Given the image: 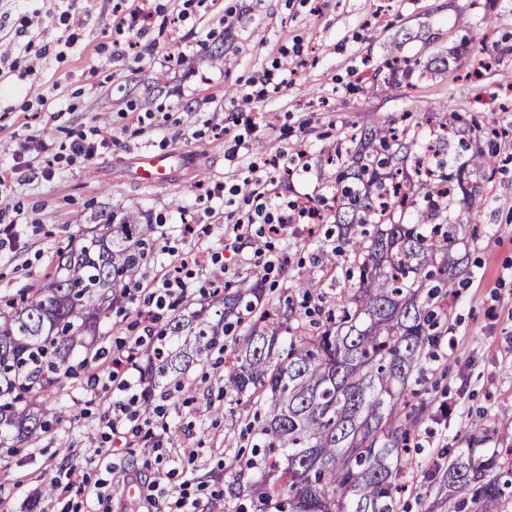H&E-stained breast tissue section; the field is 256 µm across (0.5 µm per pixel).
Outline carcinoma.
<instances>
[{"label": "carcinoma", "instance_id": "obj_1", "mask_svg": "<svg viewBox=\"0 0 512 512\" xmlns=\"http://www.w3.org/2000/svg\"><path fill=\"white\" fill-rule=\"evenodd\" d=\"M411 77L412 67L395 60L372 74L390 91ZM416 137L388 122L336 144L351 180L340 190L337 238L351 247L346 276L358 279L322 332L301 331L283 349L278 323L257 312L262 289L247 288L224 298L219 315L202 305L173 317L166 328L173 348L149 365L154 377L181 374L224 349L244 316L256 317L260 326L224 366V387L266 394L262 447L283 450L284 464L250 485L286 495L279 503L286 512H399L396 480L416 462L407 442L422 411H405L404 393L425 348L443 336L460 275L453 251L462 225L448 209L458 202L471 215L486 204L466 161L429 181L401 176L393 160ZM495 138L492 128L469 136L486 167L497 164ZM409 208L414 222L405 224L396 215ZM93 221L90 236L58 251L48 283L0 310V446L36 439L62 419L57 394L74 356L91 353L103 315L143 274L155 225L127 211ZM487 440V429L472 423V447L458 449L446 470L448 489L469 494L471 512H500L512 486V467L498 472L496 455L477 449Z\"/></svg>", "mask_w": 512, "mask_h": 512}]
</instances>
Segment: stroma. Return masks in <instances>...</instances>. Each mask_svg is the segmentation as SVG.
Masks as SVG:
<instances>
[{"label": "stroma", "mask_w": 512, "mask_h": 512, "mask_svg": "<svg viewBox=\"0 0 512 512\" xmlns=\"http://www.w3.org/2000/svg\"><path fill=\"white\" fill-rule=\"evenodd\" d=\"M153 0V50L130 49L134 34L121 26L116 0H0V161L10 173L7 204L20 206V224H0V300L42 285L57 251L82 234L91 214L135 211L163 225L173 245L184 242L182 224L193 225L202 242L220 253L228 291L248 278L240 265L250 246L224 235L248 206L222 186L241 183L257 152H283L271 195L293 199L332 195L336 167L327 157L348 130L388 121L407 125L427 145L444 112L469 123L492 124L502 154H512V110L501 111L512 80V0ZM392 55L428 62L437 70L395 92L372 78ZM282 79V90L245 105L246 82L264 72ZM258 118L245 134L232 123L240 107ZM97 126L111 139L92 159L47 161L36 154L14 160L30 135L68 141ZM245 142L227 158L233 137ZM142 150L180 158L171 182L148 187L132 174ZM488 202L474 214L476 238L458 245L465 272L456 285L448 336L423 359L417 403L428 411L416 429L418 467L407 470L403 512H457L461 494L439 483L448 451L467 445L472 421L481 420L494 448L512 447V432L498 428L512 413V167L484 183ZM332 221L302 224L271 238L273 252L287 256L283 276L264 283L263 309L285 311L287 301L306 302L303 326L335 308L345 284L326 264L336 245ZM169 261L152 260L140 290L113 307L100 325V356L64 379L69 407L61 424L18 448L0 447V512H75L81 495L42 497V489L66 473L89 477L87 491L109 498V512H147L145 490L165 478L168 498L190 490L198 512H239L250 492L232 484L243 464L268 471L271 459L257 448L267 407L257 395L224 390V359L210 353L180 379L151 385L168 432L154 436L151 456L113 440L104 412L111 395H92L88 382L106 374L120 343L162 329L172 310H147L154 283Z\"/></svg>", "instance_id": "stroma-1"}]
</instances>
